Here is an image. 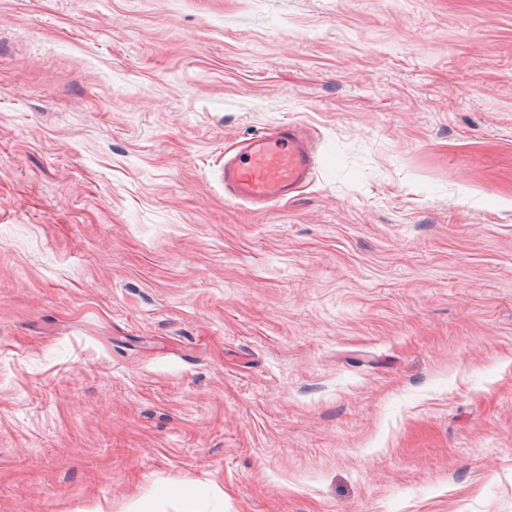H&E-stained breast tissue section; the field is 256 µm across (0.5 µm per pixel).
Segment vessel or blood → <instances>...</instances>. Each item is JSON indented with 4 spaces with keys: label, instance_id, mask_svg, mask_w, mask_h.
Listing matches in <instances>:
<instances>
[{
    "label": "vessel or blood",
    "instance_id": "b4317fda",
    "mask_svg": "<svg viewBox=\"0 0 512 512\" xmlns=\"http://www.w3.org/2000/svg\"><path fill=\"white\" fill-rule=\"evenodd\" d=\"M319 166L315 136L295 123H281L242 140L225 154V199L259 208L293 197L313 179Z\"/></svg>",
    "mask_w": 512,
    "mask_h": 512
}]
</instances>
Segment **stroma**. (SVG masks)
<instances>
[{"mask_svg": "<svg viewBox=\"0 0 512 512\" xmlns=\"http://www.w3.org/2000/svg\"><path fill=\"white\" fill-rule=\"evenodd\" d=\"M189 499L512 512V0H0V512ZM318 166L313 132L295 123H280L242 140L233 153H224V197L268 208L304 188Z\"/></svg>", "mask_w": 512, "mask_h": 512, "instance_id": "35a3bbf8", "label": "stroma"}]
</instances>
